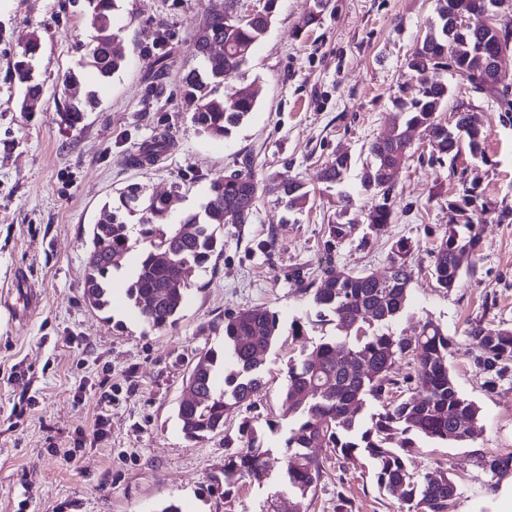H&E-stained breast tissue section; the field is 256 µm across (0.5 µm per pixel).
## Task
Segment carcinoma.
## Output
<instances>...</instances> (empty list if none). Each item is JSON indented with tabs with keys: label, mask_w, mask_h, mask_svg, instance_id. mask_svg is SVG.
I'll return each mask as SVG.
<instances>
[{
	"label": "carcinoma",
	"mask_w": 512,
	"mask_h": 512,
	"mask_svg": "<svg viewBox=\"0 0 512 512\" xmlns=\"http://www.w3.org/2000/svg\"><path fill=\"white\" fill-rule=\"evenodd\" d=\"M86 2L96 35L79 66H89L108 80L125 62L117 49L120 30L112 25L120 0ZM268 2L262 12L242 14L238 0H212L205 30L196 34L199 66L182 75L181 91L194 123L207 136L229 137L256 108L253 84L241 85L227 99L219 89L225 76L249 64L268 32L275 0ZM493 2L435 0L434 20L406 58V65L419 74L449 70L473 91L510 110L512 84L493 69L491 59L512 49V31L494 24L472 29L456 23L460 17L487 12ZM40 47L38 38H27L14 65L27 102L42 95L34 75ZM77 83L73 70L61 78L62 120L71 127L81 124L88 109L97 104L93 91L82 97L67 95V89ZM448 97V82L425 83L416 97L395 104L391 136L368 144L361 196L370 203L366 212L369 232H383L393 223L391 173L408 158L409 130L424 133L441 155L456 158L465 148L472 158H484L485 131L462 104L456 119L462 132L448 137V126L438 120ZM167 150L165 139L155 138L140 147L134 163L151 165ZM351 164L348 152L336 153L325 165L322 179L330 185L342 184ZM181 189V183L175 182L169 196H154L146 194L140 184H130L112 201L106 219L92 225L85 297L93 308H108L112 275L137 249L138 263L127 284V298L149 327L172 326L179 320L197 272L207 268L217 250L221 227L248 223L266 190L276 194L288 212L300 211L309 202V191L299 182H278L269 174L262 183L249 173L232 172L210 180L199 211L171 224L169 198L181 194ZM469 197L465 192L448 202L460 223L447 225L433 252L431 275L445 290L458 287L464 274L475 271L472 257L479 244V227L468 213ZM326 233L329 243L340 245L355 235V225L329 223ZM413 251L414 244L400 238L392 244L388 271L382 276L329 265L317 288L299 285L309 296L314 317L294 320L289 335L305 336L308 326L326 322L336 330L335 336L301 351L289 362L282 390L288 425L284 428L276 420L267 423L272 432L283 430L282 481L302 499L315 496L325 474L324 461L313 453L314 447L325 449L344 469L369 462L377 489L395 499L403 512H448L449 501L457 495V485L445 471L417 475L408 466V457L422 441L474 442L482 436L479 407L459 392L450 372L452 340L430 319L419 325L415 336L383 331L407 307ZM222 332L223 352L211 349L199 357L187 381L193 395L178 405L177 418L190 441L223 429L226 412L256 407L264 357L280 336L281 324L276 312L255 306L225 316ZM467 340L478 351L474 365L484 385L496 389L512 372V327L476 321L467 331ZM405 358L413 361L412 371L400 378L393 376L395 366ZM402 388L416 390L420 396L392 398ZM239 434L242 446L224 458L226 498L240 485L263 486L270 479L273 449L263 445L249 420L241 424ZM481 466L489 477L491 493L512 480V455H483Z\"/></svg>",
	"instance_id": "1"
}]
</instances>
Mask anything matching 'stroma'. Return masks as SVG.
I'll return each mask as SVG.
<instances>
[{
    "label": "stroma",
    "mask_w": 512,
    "mask_h": 512,
    "mask_svg": "<svg viewBox=\"0 0 512 512\" xmlns=\"http://www.w3.org/2000/svg\"><path fill=\"white\" fill-rule=\"evenodd\" d=\"M209 6L121 0L126 66L107 81L79 69L98 104L71 128L61 118L57 80L92 39L83 0H0V293L21 273L41 297L19 322L0 310V512H163L171 504L180 512H261L278 483L243 484L223 496L224 441L237 438L243 420L263 427L279 419L289 361L335 329L280 336L256 408L228 415L221 432L199 442L185 438L176 415L192 367L207 350H223L213 327L225 314L261 306L289 326L309 310L297 279L319 284L330 264L384 274L400 238L415 245L414 281L406 312L388 330L409 336L421 320L439 323L454 340L456 385L479 407L483 425L473 443L424 444L410 467L447 470L457 484L451 512H512V485L488 494L480 464L485 454L512 455V376L487 391L466 339L479 320L512 327V112L449 78V105L469 102L487 135L484 159L433 155L417 134L393 178V223L363 240L328 244L337 190L321 171L337 151L360 156L389 129L396 101L416 95L422 78L405 59L426 33L434 0H327L319 24L307 29L302 21L316 0H277L249 65L224 82L228 95L256 83L259 104L223 140L199 131L178 86L180 72L196 64L194 33ZM29 35L42 43L35 74L43 94L33 112L22 111L14 75L18 44ZM157 137L168 151L136 166L138 146ZM234 170L303 183L311 201L289 213L266 195L251 223L225 225L221 256L195 276L172 327L150 329L132 312L122 276L113 279L108 311L86 302L90 229L106 202L133 183L163 194L178 182L176 223L198 209L211 179ZM471 186L480 223L476 270L445 290L431 275V252L452 221L449 199ZM340 496L352 512H398L373 486L369 466L335 464L303 512H336Z\"/></svg>",
    "instance_id": "obj_1"
}]
</instances>
